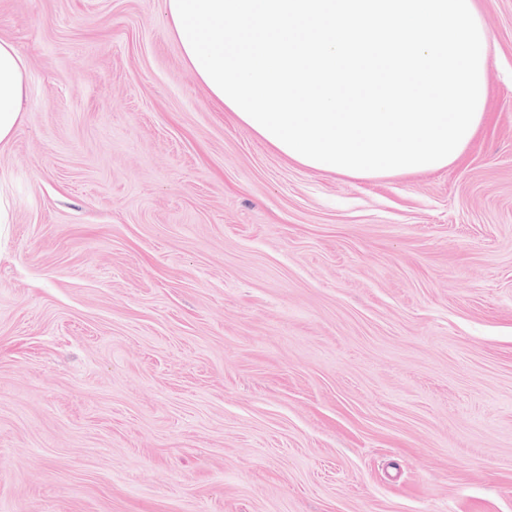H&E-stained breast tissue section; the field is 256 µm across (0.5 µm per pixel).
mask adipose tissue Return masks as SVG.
<instances>
[{
    "label": "adipose tissue",
    "mask_w": 512,
    "mask_h": 512,
    "mask_svg": "<svg viewBox=\"0 0 512 512\" xmlns=\"http://www.w3.org/2000/svg\"><path fill=\"white\" fill-rule=\"evenodd\" d=\"M220 110L298 164L351 179L455 163L485 120L489 34L474 0H163ZM27 69L0 39V151Z\"/></svg>",
    "instance_id": "adipose-tissue-1"
}]
</instances>
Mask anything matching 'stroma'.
<instances>
[{
	"label": "stroma",
	"instance_id": "obj_1",
	"mask_svg": "<svg viewBox=\"0 0 512 512\" xmlns=\"http://www.w3.org/2000/svg\"><path fill=\"white\" fill-rule=\"evenodd\" d=\"M460 160L353 180L218 110L162 0H0V512H512V0ZM27 98V69L12 42L0 39V152L21 122Z\"/></svg>",
	"mask_w": 512,
	"mask_h": 512
}]
</instances>
